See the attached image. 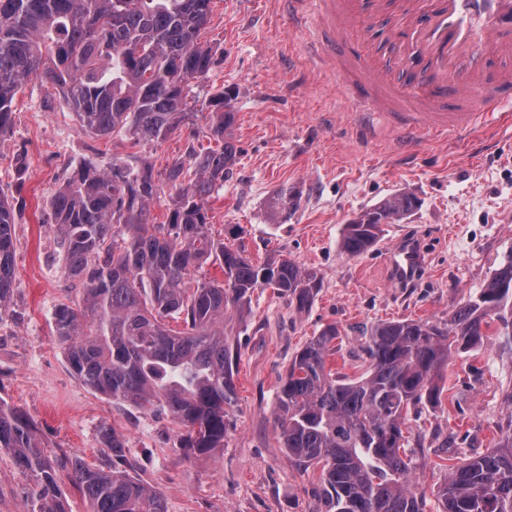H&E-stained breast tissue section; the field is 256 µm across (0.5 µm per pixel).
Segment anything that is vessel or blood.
Returning a JSON list of instances; mask_svg holds the SVG:
<instances>
[{
    "label": "vessel or blood",
    "mask_w": 512,
    "mask_h": 512,
    "mask_svg": "<svg viewBox=\"0 0 512 512\" xmlns=\"http://www.w3.org/2000/svg\"><path fill=\"white\" fill-rule=\"evenodd\" d=\"M288 17L318 24L311 44L329 54L333 40L350 39L358 27L378 29L380 43L354 64L345 83L358 102L357 130L367 135L376 117L398 124L403 138L416 129L440 133L474 128L490 106L512 100V0H287ZM464 96L459 112L442 111L448 98ZM410 111H402L403 103ZM401 281L415 277L422 255L412 244L392 254Z\"/></svg>",
    "instance_id": "b4317fda"
}]
</instances>
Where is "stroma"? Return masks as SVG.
<instances>
[{"label":"stroma","instance_id":"stroma-1","mask_svg":"<svg viewBox=\"0 0 512 512\" xmlns=\"http://www.w3.org/2000/svg\"><path fill=\"white\" fill-rule=\"evenodd\" d=\"M211 7L200 40L218 63L190 84L193 124L163 142L85 133L60 91L36 77L15 97L12 128L0 134V192L14 205L16 240L14 294L0 316V398L22 410L63 460L102 465L109 450L100 428H114L135 476L164 494L168 512H312L319 474L299 472L288 459L276 421L281 378L295 351L326 325L342 331L327 367L353 379L368 367L360 327L444 320L479 293L512 250V101L469 131L403 147L382 122L363 141L333 68L358 58V41L343 43L317 70L304 53L308 29L289 28L277 0H212ZM220 86L238 93L232 136L241 153L205 203L213 237L257 263L284 256L314 269L322 288L305 313L273 289L254 293L238 338L233 426L222 451L198 458L177 448L171 414L113 403L70 373L52 314L76 299L79 284L65 275L49 200L88 161L106 169L113 155L133 154L160 173L189 149L208 148V100ZM284 187L300 191V206L275 221L271 205ZM401 191L417 197V208L386 226L369 253L344 254V225ZM404 242L420 245L424 265L402 284L391 253ZM439 386V406L409 411L403 431L427 512L438 508L434 494L449 466L487 453L512 419L505 403L512 358L497 336H485L480 348L449 361Z\"/></svg>","mask_w":512,"mask_h":512}]
</instances>
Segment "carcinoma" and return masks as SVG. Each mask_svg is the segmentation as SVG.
I'll return each instance as SVG.
<instances>
[{"label":"carcinoma","instance_id":"cac0c4a2","mask_svg":"<svg viewBox=\"0 0 512 512\" xmlns=\"http://www.w3.org/2000/svg\"><path fill=\"white\" fill-rule=\"evenodd\" d=\"M211 2L0 0V133L12 127L22 81L39 75L66 91L83 131L107 137L125 129L135 144L167 139L192 120L184 111L190 82L215 64L212 49L198 43ZM234 100L222 87L209 98L215 146L189 150L196 179L185 181L182 160L163 172L178 188L165 222L151 217L153 166L121 158L108 172L84 165L49 202L66 276L83 285L77 303L54 313L70 370L114 402L170 412L182 426L178 447L199 456L224 447L237 402L232 322L245 324L260 288L274 289L299 313L321 288L313 269L288 258L255 264L209 233L206 198L240 154L230 132ZM300 200L296 190L276 193L272 217ZM417 204L402 191L360 212L344 225L341 251L368 253L383 225L401 223ZM14 223L0 192V315L14 290ZM209 262L222 266L224 281L190 286L191 273ZM492 321L512 355V249L448 319L372 325L363 346L369 368L358 378L326 368L341 336L334 324L297 350L277 394V421L290 462L305 473L320 469L315 512H425L424 494L412 488L406 414L438 406L436 378L451 356L482 345ZM500 433L491 451L450 469L437 490L440 512H512V421ZM101 434L107 466L79 457L65 465L27 415L0 400V450L24 482L27 512H69L59 483L64 468L89 512H168L163 494L126 469L122 438L105 426Z\"/></svg>","mask_w":512,"mask_h":512}]
</instances>
